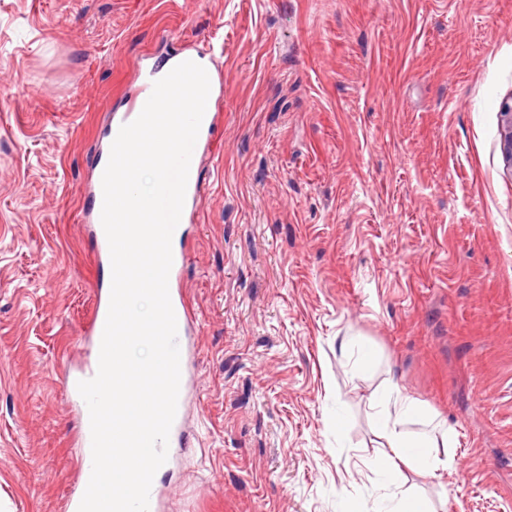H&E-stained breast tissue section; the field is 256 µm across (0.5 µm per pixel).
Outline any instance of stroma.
I'll use <instances>...</instances> for the list:
<instances>
[{
  "mask_svg": "<svg viewBox=\"0 0 512 512\" xmlns=\"http://www.w3.org/2000/svg\"><path fill=\"white\" fill-rule=\"evenodd\" d=\"M210 47L186 443L155 512H373L386 384L454 431L453 467L402 489L512 512V0H0V512L74 490L109 116L138 68ZM108 160L100 162L96 167L95 181L91 191V210L95 224V237L100 246L101 252L111 260L109 245L101 223V210L103 205L102 177Z\"/></svg>",
  "mask_w": 512,
  "mask_h": 512,
  "instance_id": "stroma-1",
  "label": "stroma"
}]
</instances>
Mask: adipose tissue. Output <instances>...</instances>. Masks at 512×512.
<instances>
[{
	"label": "adipose tissue",
	"instance_id": "1",
	"mask_svg": "<svg viewBox=\"0 0 512 512\" xmlns=\"http://www.w3.org/2000/svg\"><path fill=\"white\" fill-rule=\"evenodd\" d=\"M375 424L381 440V451L368 462L369 468L388 480H396L402 468L432 473L450 466L446 449L452 440L450 431L436 435L411 436L403 425L407 418L421 410L420 404L394 386L375 392Z\"/></svg>",
	"mask_w": 512,
	"mask_h": 512
}]
</instances>
